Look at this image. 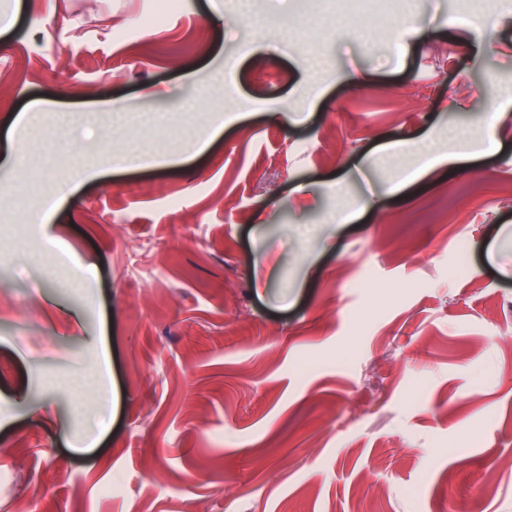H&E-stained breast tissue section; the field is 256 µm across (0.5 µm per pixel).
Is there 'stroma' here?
I'll return each instance as SVG.
<instances>
[{"label": "stroma", "instance_id": "35a3bbf8", "mask_svg": "<svg viewBox=\"0 0 512 512\" xmlns=\"http://www.w3.org/2000/svg\"><path fill=\"white\" fill-rule=\"evenodd\" d=\"M33 2L0 0V179L38 183L0 199V512H512V6ZM417 148L420 150V155L431 158L424 169L418 171V176L426 174L432 167L437 165H448V169L454 168L458 161L465 155L463 152L448 151L436 154L433 151L432 142L429 138L425 137L420 140L417 144Z\"/></svg>", "mask_w": 512, "mask_h": 512}]
</instances>
